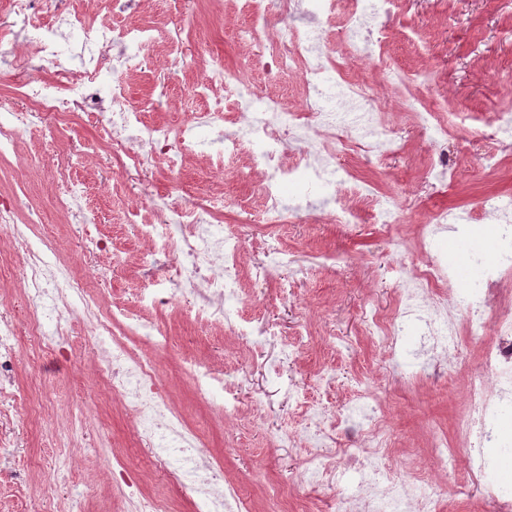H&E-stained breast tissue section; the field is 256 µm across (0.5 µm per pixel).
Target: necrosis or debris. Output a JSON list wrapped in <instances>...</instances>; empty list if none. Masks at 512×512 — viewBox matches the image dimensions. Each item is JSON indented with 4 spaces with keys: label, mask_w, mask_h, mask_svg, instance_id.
<instances>
[{
    "label": "necrosis or debris",
    "mask_w": 512,
    "mask_h": 512,
    "mask_svg": "<svg viewBox=\"0 0 512 512\" xmlns=\"http://www.w3.org/2000/svg\"><path fill=\"white\" fill-rule=\"evenodd\" d=\"M239 2L246 21L236 31L237 43L249 50L266 81L296 76L304 107L289 108L278 97L260 94L254 84L226 69L223 60L207 58L201 51L189 54L178 22L106 30L85 46L81 63H74L59 49L58 28L40 20L35 0H9L8 12L0 18V36L19 33L24 42L35 44L41 73L18 72L14 90L24 107L0 103V160L15 152L20 135L34 122L54 133L69 128L78 117L92 115L97 137L86 143L87 153L105 154L111 165L127 172L160 163L169 172L180 171L200 150L189 126L148 120L156 100L134 103L124 82L125 74L147 67L144 47L160 41L168 55L159 89H166L168 75L202 66L191 93L205 105L197 122L220 134L221 147L211 154V166L220 172L226 156L244 157L243 175L262 203L261 223L288 224L298 218L300 207L285 204L282 188L311 181L333 187L332 206L324 213L330 223H398L401 209L394 196L355 181L353 169L337 164L336 158L362 152L382 165L399 150L387 112L375 94L351 79L347 63L373 59L383 50L403 0H352L344 13L340 0ZM339 42L344 45L341 61L335 56ZM406 109L413 124L430 137L426 183L443 186L456 181L459 169L448 158L447 114L427 95ZM484 126L495 146L481 153L478 162L494 172L501 165L497 145L512 134V105L490 113ZM54 181L58 204L80 216L78 249L88 255L113 251L109 237L89 230L97 217L83 206L84 183L67 166L56 170ZM479 211L490 226L498 256L485 269L481 294L467 300L459 296L455 270L432 248V240L453 218L447 209H436L425 219L418 245L420 265L410 271L400 265L394 269L398 296L393 307L363 315L364 335L393 356L406 318L424 312L435 373L448 365L465 372L466 392L453 433L435 431L429 436V468L407 463L401 477H392L386 462L393 455V443L381 416H372L369 427L359 428L349 447L340 448L336 438L344 430L343 418L303 391L284 389L304 426L283 432L279 441L302 449L304 483L342 490L337 512H444L431 474L455 472L458 438L477 447L468 464L483 476L484 496L497 503L498 512H512V499L501 493L484 454L504 443L496 419L512 404V195L487 196ZM223 216L220 192L188 203L164 199L133 208L126 221L148 247L139 268L147 285L136 304L104 310L81 272L56 260L53 225L42 224L35 213L20 220L18 197H0V239L23 257L12 275L21 282L26 302L23 319L0 315V423L5 426L0 432V459L10 458L15 445L10 425L38 421L46 405L43 398L30 397L16 385L19 347H26L32 357L48 352L71 357L88 337L105 336L109 343L96 355L100 390L132 419L134 439L140 447L152 449L155 469L166 473L171 483L187 487L193 512H252L250 501L224 480L221 467L203 463L204 441L159 383L153 353L168 348L170 338L143 316L146 310L170 306L177 290L186 288L193 297L190 312L195 322L222 326L225 335L248 344L253 359L264 358L274 342L280 343L286 360L298 359L311 345L314 334L308 326L288 337L272 322L241 316L242 276L256 283L278 280L281 294L291 296L295 283L281 271L295 264L296 256L280 239L261 236L256 245L264 259L243 272L246 240L236 230L220 228ZM466 341L479 346L478 366L466 365ZM182 373L221 417L245 411L237 369L218 370L194 360L183 365ZM82 434L79 426L42 430L38 464L44 475L53 476L64 466L63 449ZM112 485L123 491L130 512H170L168 499L145 492L127 463L113 464Z\"/></svg>",
    "instance_id": "necrosis-or-debris-1"
}]
</instances>
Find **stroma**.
<instances>
[{"label":"stroma","mask_w":512,"mask_h":512,"mask_svg":"<svg viewBox=\"0 0 512 512\" xmlns=\"http://www.w3.org/2000/svg\"><path fill=\"white\" fill-rule=\"evenodd\" d=\"M41 10L47 19L62 11L91 15V27L65 30L61 46L67 53L82 42L95 39L98 31L113 26L152 25L174 18L184 27L188 47L210 42L219 50L226 68L238 70L250 81L258 79L248 51L234 39V31L243 21L236 0H183L176 13L169 11L166 0H143L138 11L126 17L113 13L112 0H44ZM390 27L383 59L351 63L349 74L385 96L390 72L437 65L443 72L438 96L441 105L448 112L471 117L465 130L448 134L450 159L464 160L467 165L463 177L451 185H423L422 162L430 149L429 138L411 124L394 99L387 98L390 119L405 150L381 167L362 157L354 159L353 166L359 179L400 201L404 221L386 226L326 224L321 216L329 196L327 186L287 185L283 190L285 200L299 198L304 203L300 218L289 224L287 236L289 248L302 257L289 271L297 284L296 295L284 298L277 281L271 280L260 285L247 283L243 296L250 309L282 329L304 322L314 326L323 323L334 329L335 339L317 337L313 349L300 360L284 363V377L312 397L334 399L337 414L357 425L366 423V412L347 409L345 402L360 387L370 386L379 398L395 455L410 456L425 465L429 462L430 431L453 429L460 398L459 378L453 373L442 379L422 375L423 330L417 320L406 325L399 342L400 359L389 360L378 345L362 336V310L368 304L381 310L392 307L396 291L388 269L394 264L410 268L418 262L414 241L430 209L444 207L467 215L477 211L485 196L512 193V151L506 153L496 172H486L477 164L486 145L479 115L512 100V39L503 36L504 29L512 28V0H478L473 6L465 0H407ZM200 74L196 68L172 76L166 103L148 112V119L182 122L201 111V102L189 93ZM95 135L96 129L88 121L54 135L42 125H33L20 138L18 156L0 165V191L23 189L27 203L41 207L45 223L56 225L62 235L61 260L77 266L89 281L106 278L107 288L99 297L101 304H135L141 287L138 267L145 247L137 239L133 225L124 219L129 203L158 199L173 192L191 201L213 186L224 191L225 224L240 228L246 235L256 231V224L247 220L237 205L238 200L250 196V184L235 177L236 159L225 158L223 172L212 170L207 155L219 148V138L212 128L200 126L195 135L201 154L188 159L177 174L160 166L123 185L108 162L97 158L81 161L84 175L106 199L102 214L105 227L123 249L118 264L108 254L83 256L64 238L74 217L56 206L53 175L58 167L74 162L75 148ZM436 246L441 251L456 248L478 271L495 258L494 251L477 232L466 238L443 233ZM315 247L336 251L343 256V264L327 271L309 268L303 257ZM147 316L163 324L172 337L168 349L154 353L162 366L160 384L204 436L211 457L223 467L225 479L234 483L243 497L252 500L256 512H328L335 502L334 495L304 483L296 466V449L281 446L276 440L277 431L297 426L298 418L288 403L275 395L273 376L253 366L250 356L225 336L223 329L201 330L184 300L162 310L148 311ZM102 344V339H92L86 350L67 360L54 355L20 357L18 385L33 396L46 388L57 397L46 409L45 424L62 431L69 428L74 414L67 399L71 393L82 392V423L95 435L98 448L93 454L79 443L67 448V465L51 478L30 468L15 480L9 476V464L0 461V512H31L38 499L54 500L59 512H71L67 490L75 483L90 494L88 512H127L125 496L113 488L112 467L107 463L108 457L119 451L138 470L148 488L161 491L168 498L173 512H191L187 492L168 484L154 470L150 450L137 447L128 417L119 407L99 404L93 356ZM186 359H200L217 369L227 363L239 368L244 377L242 394L253 405V413L218 420L180 374L179 365ZM320 369L334 373L332 387L319 385L314 373ZM435 480L449 498L451 512H497L494 502L482 499L477 479L465 466H458L454 477L439 474ZM269 482L281 487L282 500L273 501L266 496L264 487Z\"/></svg>","instance_id":"1"}]
</instances>
